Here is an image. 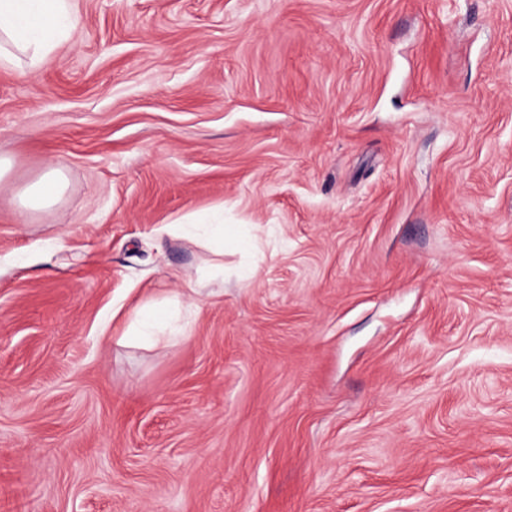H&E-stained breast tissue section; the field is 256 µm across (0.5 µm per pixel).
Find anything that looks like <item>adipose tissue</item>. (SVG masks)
<instances>
[{
	"label": "adipose tissue",
	"mask_w": 512,
	"mask_h": 512,
	"mask_svg": "<svg viewBox=\"0 0 512 512\" xmlns=\"http://www.w3.org/2000/svg\"><path fill=\"white\" fill-rule=\"evenodd\" d=\"M77 27L72 0H0V67L32 71L62 43L70 40ZM64 190L62 163L51 164L40 179L13 195L11 202L27 213L54 203ZM182 336L178 306L145 307L131 320L123 343L141 339L158 341L160 334Z\"/></svg>",
	"instance_id": "adipose-tissue-1"
}]
</instances>
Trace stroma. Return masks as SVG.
Instances as JSON below:
<instances>
[{
  "mask_svg": "<svg viewBox=\"0 0 512 512\" xmlns=\"http://www.w3.org/2000/svg\"><path fill=\"white\" fill-rule=\"evenodd\" d=\"M74 11L0 70V512H512V0ZM64 166L51 164L40 179L10 199L20 212L28 213L54 203L64 190ZM183 221L184 218L177 219L165 224L160 230L167 233L177 232L204 248H211L217 240L222 239L224 242L223 221L215 220L209 224H191ZM178 301L169 307H144L131 320L122 343H130L134 339H142L155 343L160 337L158 333H168L167 337L186 336V324L181 322Z\"/></svg>",
  "mask_w": 512,
  "mask_h": 512,
  "instance_id": "stroma-1",
  "label": "stroma"
}]
</instances>
